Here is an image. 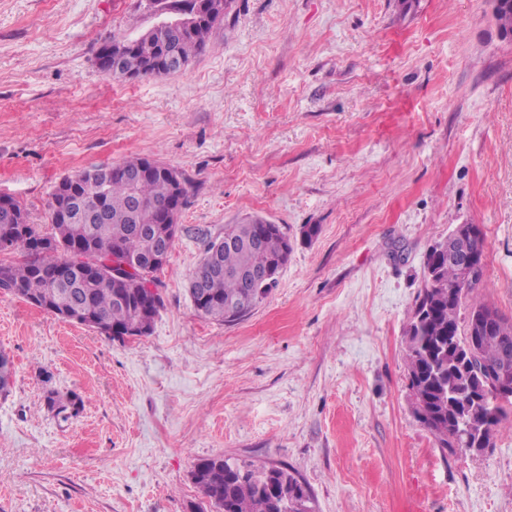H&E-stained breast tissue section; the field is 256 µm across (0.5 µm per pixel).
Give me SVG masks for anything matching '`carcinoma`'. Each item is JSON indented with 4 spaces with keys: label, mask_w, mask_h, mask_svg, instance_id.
<instances>
[{
    "label": "carcinoma",
    "mask_w": 512,
    "mask_h": 512,
    "mask_svg": "<svg viewBox=\"0 0 512 512\" xmlns=\"http://www.w3.org/2000/svg\"><path fill=\"white\" fill-rule=\"evenodd\" d=\"M180 0L177 7L168 0H148L155 13L170 9L182 14H202L200 2ZM230 0H223L212 19H199L182 29L144 32L134 37H114L112 42L125 46L119 58V73L131 77H161L179 72L162 66V57L172 54L185 62L203 50L209 37L223 24ZM119 168L138 175L131 182L121 176L106 184L91 182L88 170L65 178L66 190L52 194L51 228L39 231L33 224L19 230L17 218L27 216L24 205L10 199L0 207V251L10 247L24 253L20 263H0V275L7 281L4 292L40 300L46 311L56 315L66 307H78L85 318L114 328L125 329L135 322H154L160 308L143 294L145 285L135 276H112L103 265L94 280L73 276L63 284L50 279L51 273L68 263L77 243L85 244L83 254L93 261H104L120 253L139 262L153 253L171 250L174 241L164 235L157 223L156 209L174 197L183 206L187 200L186 181L166 165L152 163L138 155L127 158ZM224 234L233 243L220 252L221 270L204 276L207 298L196 305L205 318L228 323L224 304L230 299L262 300L271 290H258L248 274L260 266L279 274L291 252L288 233L278 224L259 218L240 224L224 225ZM432 244L424 260V285L421 288L405 331V358L408 389L415 418L430 432L437 447L451 457L465 443L490 448L508 407H492L490 399L475 397L470 390L476 368L512 374V320L505 331L482 336L478 343L468 335L471 313L489 308L476 300L480 282L464 283L460 268L448 262V254L437 255ZM468 316L459 318L461 308ZM13 376L9 358L0 353V393H7ZM266 466L253 462L230 463L211 458L197 464L195 485L214 512H281V498L271 496L267 483L279 484L282 494L308 489L307 484L285 467L265 473Z\"/></svg>",
    "instance_id": "1"
}]
</instances>
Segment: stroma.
<instances>
[{"label": "stroma", "instance_id": "35a3bbf8", "mask_svg": "<svg viewBox=\"0 0 512 512\" xmlns=\"http://www.w3.org/2000/svg\"><path fill=\"white\" fill-rule=\"evenodd\" d=\"M157 20L0 0V196L46 231L63 177L131 155L188 190L149 336L0 293V512H193L214 457L288 467L314 512H512V428L444 456L405 362L424 254L457 225H483L478 297L512 318V43L486 0H232L180 72L98 69ZM255 217L292 242L276 286L239 321L200 316L193 269Z\"/></svg>", "mask_w": 512, "mask_h": 512}]
</instances>
